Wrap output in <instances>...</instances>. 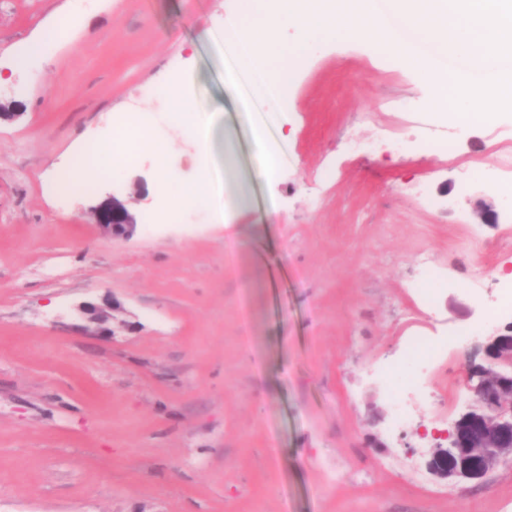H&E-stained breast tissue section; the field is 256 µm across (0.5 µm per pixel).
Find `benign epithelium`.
I'll list each match as a JSON object with an SVG mask.
<instances>
[{"label": "benign epithelium", "instance_id": "1", "mask_svg": "<svg viewBox=\"0 0 512 512\" xmlns=\"http://www.w3.org/2000/svg\"><path fill=\"white\" fill-rule=\"evenodd\" d=\"M97 221L103 232L113 239H128L137 227L135 215L115 196L97 207ZM112 307L113 303L109 300L101 304L86 302L80 311L89 323L95 325L97 334L110 336L112 329L107 327V322L108 310ZM490 350L495 352L498 366L512 369V326L507 327L505 334L495 329L486 337L485 351ZM464 383L473 393L483 421L475 431L468 433L465 424L473 417L474 408L464 412L448 432V456H453L462 448H473L478 461L477 465L466 469L448 464L444 475L450 480L481 479L500 460L512 456V443H503V432L512 429V401L502 399L497 383L481 374L472 360L466 365Z\"/></svg>", "mask_w": 512, "mask_h": 512}]
</instances>
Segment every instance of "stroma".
<instances>
[{"instance_id": "obj_1", "label": "stroma", "mask_w": 512, "mask_h": 512, "mask_svg": "<svg viewBox=\"0 0 512 512\" xmlns=\"http://www.w3.org/2000/svg\"><path fill=\"white\" fill-rule=\"evenodd\" d=\"M72 2L0 0V512H512V459L454 484L428 468L433 431L473 403L472 345L512 324L472 307L512 272V114L457 129L404 61L354 40L289 57L287 93L253 97L226 40L241 0H85L70 39L27 58ZM163 78L216 112L223 209L167 189L199 158ZM121 114L164 164L52 191ZM112 193L130 239L96 223ZM424 250L448 282L429 306ZM106 298L98 336L80 307ZM413 336L448 353L397 427L382 370ZM137 139L142 151L152 153L159 163L164 161L166 147L160 140L154 137L150 128L145 126L138 127ZM420 270L418 273V278L414 283V291L415 293L425 302H429L432 300L433 295L435 294L436 288H424L430 281H439L442 279V276L437 271L436 267L430 261V259L423 254L420 258Z\"/></svg>"}]
</instances>
